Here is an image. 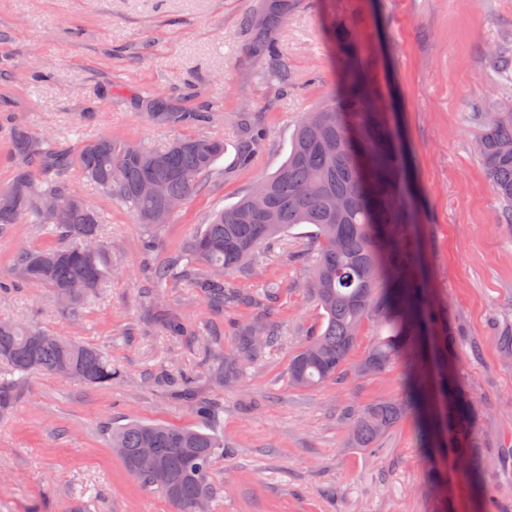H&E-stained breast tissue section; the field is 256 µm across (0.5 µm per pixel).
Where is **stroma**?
Instances as JSON below:
<instances>
[{
    "instance_id": "35a3bbf8",
    "label": "stroma",
    "mask_w": 512,
    "mask_h": 512,
    "mask_svg": "<svg viewBox=\"0 0 512 512\" xmlns=\"http://www.w3.org/2000/svg\"><path fill=\"white\" fill-rule=\"evenodd\" d=\"M254 4L0 0V186L17 166L10 149L17 121L72 152L100 137L152 148L179 136L224 143L216 169L156 231L70 169V188L105 215L100 234L112 244V278L75 312L61 309L49 289L4 283L0 320L99 347L116 375L105 388L47 375L19 384L14 408L0 416V512H177L136 483L112 451L111 429L131 420L208 423L223 434L226 448L211 474L220 493L209 512H512V471L497 463L499 449L512 448V358L497 334L512 323V233L474 151L489 114L512 105V73L491 60L512 54V0H302L278 35L285 84L249 50L241 22ZM333 16L353 20L381 103L397 118L425 272L438 304L462 327L460 370L492 442L482 460L483 481L496 489L492 508L454 461L445 464L447 480L435 481L414 417L376 448L350 447L348 408L405 395L406 359L380 374L354 370L375 323H364L342 380L309 389L289 383L291 354L322 322L305 281L317 253L310 225L261 248L250 269L227 275L230 286L256 297L254 309L215 311L189 282L173 278L159 293L190 333L171 336L143 292L144 264L183 251L214 212L275 172L303 114L333 94L341 69L327 27ZM154 96L211 118L190 126L149 121L140 104ZM242 112L266 131L265 148L247 169L236 165ZM57 242L41 225H12L0 235V273L17 251ZM274 284L280 294L266 301ZM254 312L278 326L280 341L245 363L238 381L225 382L224 355ZM181 377L211 404V420L175 392L170 381Z\"/></svg>"
}]
</instances>
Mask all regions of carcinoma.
Segmentation results:
<instances>
[{
  "instance_id": "obj_1",
  "label": "carcinoma",
  "mask_w": 512,
  "mask_h": 512,
  "mask_svg": "<svg viewBox=\"0 0 512 512\" xmlns=\"http://www.w3.org/2000/svg\"><path fill=\"white\" fill-rule=\"evenodd\" d=\"M298 0H258L243 19L251 35L250 50L260 59L278 60L275 34L288 23ZM330 37L342 59L336 93L302 117L288 156L278 170L260 178L232 206L219 211L188 241L182 254L163 266L145 267V292L177 274L189 280L210 305L222 310L245 297L225 284L224 275L246 266L263 246L273 244L298 224L314 227L318 252L307 270V287L323 310L319 332L291 356L288 378L298 388L336 381L347 371L350 352L365 321L375 322L379 336L356 373L387 369L407 357L413 371L406 395L359 410H347L350 443L374 448L408 414L417 417L422 447L435 459L453 453L469 478L482 483V441L476 431L480 410L461 376L455 352L459 330L448 310L435 301L419 275V225L404 198L405 154L396 148L376 87L360 60L354 27L345 19L331 22ZM152 120L190 126L206 121V112H181L163 99L146 102ZM239 164L250 166L263 142V132L247 112L238 116ZM12 154L23 161L10 184L0 188V233L23 220L42 223L47 199L59 205L56 222L45 229L59 244L43 250L24 249L13 259L12 280L29 288H49L59 306L75 310L93 297L112 275V243L99 236L103 217L61 180L72 165L110 198L124 204L137 223L157 228L172 221L174 199L187 201L224 155L223 143L193 137L151 149L109 137L85 144L78 154L59 148L46 135L16 128ZM486 179L512 231V112H493L476 143ZM35 159L48 178L35 180L24 162ZM152 176L164 181L159 194L142 191ZM164 330L182 336L179 317L161 314ZM276 325L261 317L239 326L238 357L224 359V380L238 378L239 358H251L273 346ZM0 362L17 375L0 381V412L15 401V384L30 375H56L99 388L112 384V359L100 349L23 323L0 322ZM173 386L205 417L210 405L194 400L189 383ZM166 459L180 478L179 512H191L201 491L214 497L211 469L224 449V435L213 429L175 427L135 421L111 434V447L130 455L145 441ZM152 461L139 460L128 472L152 488Z\"/></svg>"
}]
</instances>
